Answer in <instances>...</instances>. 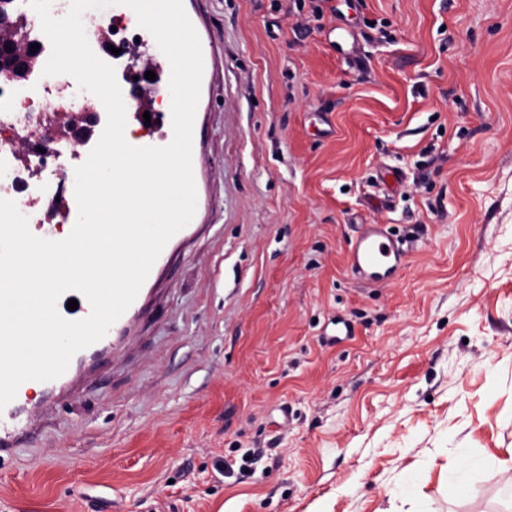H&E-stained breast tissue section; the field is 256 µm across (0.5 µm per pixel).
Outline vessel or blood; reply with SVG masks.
Instances as JSON below:
<instances>
[{
    "label": "vessel or blood",
    "mask_w": 512,
    "mask_h": 512,
    "mask_svg": "<svg viewBox=\"0 0 512 512\" xmlns=\"http://www.w3.org/2000/svg\"><path fill=\"white\" fill-rule=\"evenodd\" d=\"M125 100L128 121H142L145 112L153 111L152 89L133 84L128 75L118 78ZM406 265V252L397 238L383 224H364L349 253L351 271L361 279L379 284L388 281ZM30 382H23L17 394L0 410V459L11 457L20 441L32 429L27 394Z\"/></svg>",
    "instance_id": "vessel-or-blood-1"
}]
</instances>
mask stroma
<instances>
[{"mask_svg": "<svg viewBox=\"0 0 512 512\" xmlns=\"http://www.w3.org/2000/svg\"><path fill=\"white\" fill-rule=\"evenodd\" d=\"M320 2L183 0L195 221L127 338L29 392L0 512H501L512 0ZM363 224L409 253L388 284L350 272Z\"/></svg>", "mask_w": 512, "mask_h": 512, "instance_id": "1", "label": "stroma"}]
</instances>
